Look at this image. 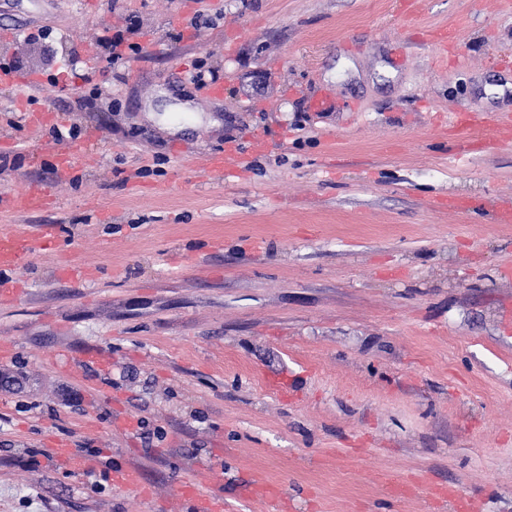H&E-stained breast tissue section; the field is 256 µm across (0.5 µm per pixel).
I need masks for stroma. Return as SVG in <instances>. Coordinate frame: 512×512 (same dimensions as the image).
<instances>
[{
    "label": "stroma",
    "instance_id": "obj_1",
    "mask_svg": "<svg viewBox=\"0 0 512 512\" xmlns=\"http://www.w3.org/2000/svg\"><path fill=\"white\" fill-rule=\"evenodd\" d=\"M14 60L0 234L56 235L0 267V512H512V0H0ZM184 101L220 125L141 117ZM110 31V28L105 29L98 39L106 51V60L110 66L122 61L127 50L133 53L141 50L140 46L125 45L124 38L120 33L111 35Z\"/></svg>",
    "mask_w": 512,
    "mask_h": 512
}]
</instances>
